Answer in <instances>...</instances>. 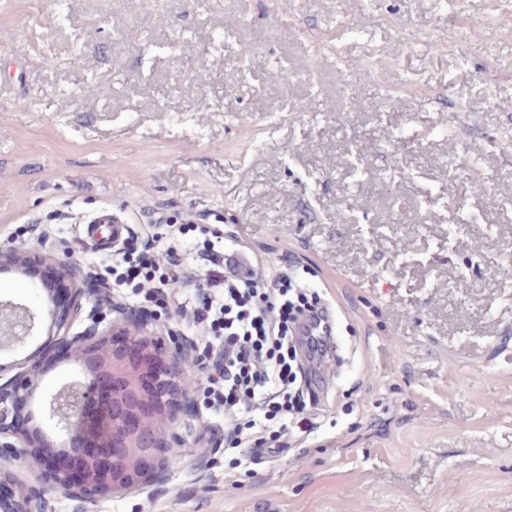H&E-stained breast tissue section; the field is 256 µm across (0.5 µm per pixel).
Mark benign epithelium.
<instances>
[{"label":"benign epithelium","instance_id":"benign-epithelium-1","mask_svg":"<svg viewBox=\"0 0 512 512\" xmlns=\"http://www.w3.org/2000/svg\"><path fill=\"white\" fill-rule=\"evenodd\" d=\"M26 265L22 250L0 245V267ZM60 296L55 288L48 295L47 313L51 319L42 329L38 314L29 307L11 306L0 317V334L9 337L7 347L22 345L46 331L45 345L52 353L65 352L81 368L84 383L67 386L48 399V417L64 431L68 440L90 435H105L106 444L94 453L84 450L78 459V471L62 465L57 456L42 446L30 445L27 434L9 418L19 390L6 381L0 383V488H10L0 497V512H43L46 494L59 493L70 500L91 498L104 488H125L146 474L157 459V435L163 412L169 407L172 379L178 374L180 352L175 350L164 364L148 349L147 340L123 331L125 346L109 348L103 343L87 345L83 337L66 334L69 315L79 310L78 298L96 292L93 285L66 288ZM102 388L110 390V401L98 420L87 421L86 408ZM37 460L49 476L48 484L24 495L11 490L15 470Z\"/></svg>","mask_w":512,"mask_h":512}]
</instances>
